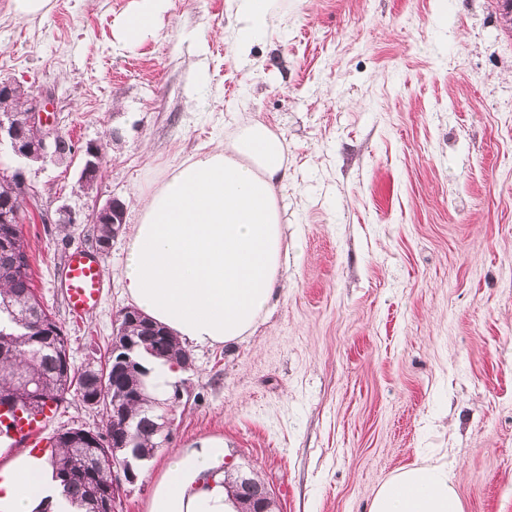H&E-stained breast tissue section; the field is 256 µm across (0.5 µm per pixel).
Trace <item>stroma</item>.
Listing matches in <instances>:
<instances>
[{"label": "stroma", "instance_id": "obj_1", "mask_svg": "<svg viewBox=\"0 0 512 512\" xmlns=\"http://www.w3.org/2000/svg\"><path fill=\"white\" fill-rule=\"evenodd\" d=\"M23 21L0 0V79L51 92L57 130L101 144L25 166L37 219L21 231L34 284L71 362L103 360L131 300L126 235L99 253L95 224H60L110 198L135 224L169 169L252 116L283 134V287L241 339L189 346L167 443L124 485L149 512L177 450L211 440L268 488L275 512H368L397 470L450 463L465 512H512V32L497 0H285L249 60L226 0H169L157 34L115 44L130 0H52ZM104 288L85 316L60 287L74 250ZM104 433L63 403L49 433Z\"/></svg>", "mask_w": 512, "mask_h": 512}]
</instances>
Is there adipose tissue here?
<instances>
[{
  "mask_svg": "<svg viewBox=\"0 0 512 512\" xmlns=\"http://www.w3.org/2000/svg\"><path fill=\"white\" fill-rule=\"evenodd\" d=\"M169 0H133L115 25L127 46L153 34ZM235 55L271 34L279 0H228ZM288 177L285 139L257 118L174 166L140 201L120 272L135 306L179 341L225 344L247 334L281 286L278 189ZM224 484V450L176 454L149 512H238ZM0 512H72L42 461L22 454L0 471ZM369 512H464L447 464L411 465L374 494Z\"/></svg>",
  "mask_w": 512,
  "mask_h": 512,
  "instance_id": "ef3b65f1",
  "label": "adipose tissue"
}]
</instances>
